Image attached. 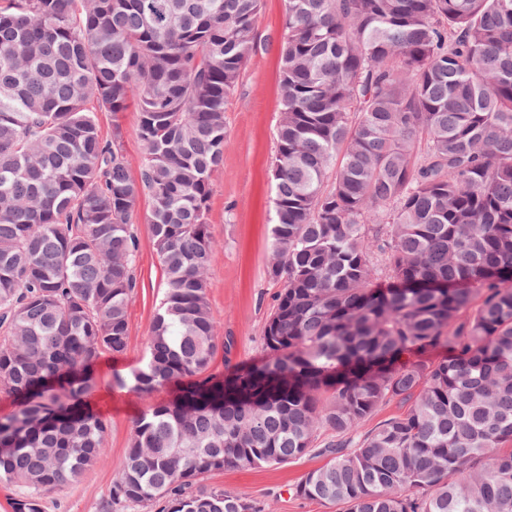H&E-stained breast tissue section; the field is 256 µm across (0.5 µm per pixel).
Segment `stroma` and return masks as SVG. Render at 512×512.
<instances>
[{"label":"stroma","instance_id":"obj_1","mask_svg":"<svg viewBox=\"0 0 512 512\" xmlns=\"http://www.w3.org/2000/svg\"><path fill=\"white\" fill-rule=\"evenodd\" d=\"M284 0H263L256 28V49L231 96L226 112L229 145L215 172L206 215L217 253L208 278V294L221 336L230 352H217L213 367L253 362L260 356V336L279 283L268 275L270 224L273 217L271 170L275 160L279 115V66ZM152 208L141 197L138 225L137 288L129 309V339L120 356H103L96 366L97 386L89 401L108 425L107 450L99 465L77 482L53 494L45 512H101L115 473L123 465L134 422L150 406L169 400L172 390L144 398L116 385L145 356L153 316L160 304L164 272L147 218ZM323 456L311 454L257 469L227 468L209 476V484L269 505L272 512H342L336 504L298 499L289 490Z\"/></svg>","mask_w":512,"mask_h":512}]
</instances>
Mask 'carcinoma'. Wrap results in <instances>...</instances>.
<instances>
[{"label": "carcinoma", "mask_w": 512, "mask_h": 512, "mask_svg": "<svg viewBox=\"0 0 512 512\" xmlns=\"http://www.w3.org/2000/svg\"><path fill=\"white\" fill-rule=\"evenodd\" d=\"M260 8L0 0L13 512H45L105 453L88 396L97 361L127 348L143 195L165 281L132 389L174 398L135 422L103 512H268L205 476L312 453L326 463L299 499L512 512V0H284L268 265L282 289L261 360L221 374L206 213ZM132 103L137 179L119 124ZM392 401L408 408L364 428Z\"/></svg>", "instance_id": "obj_1"}]
</instances>
